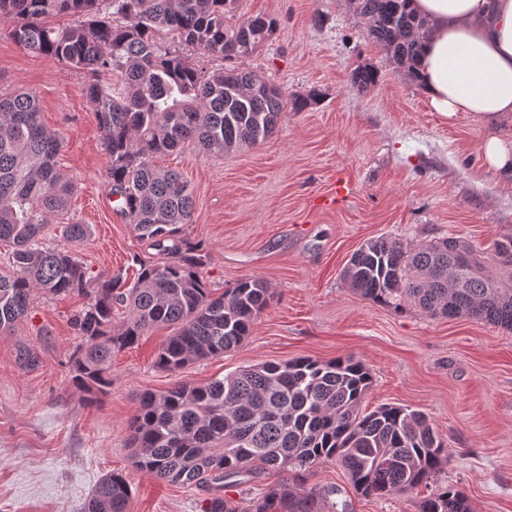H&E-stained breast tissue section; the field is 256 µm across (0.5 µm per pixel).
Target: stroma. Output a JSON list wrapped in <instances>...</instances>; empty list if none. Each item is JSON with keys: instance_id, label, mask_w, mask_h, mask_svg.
Segmentation results:
<instances>
[{"instance_id": "35a3bbf8", "label": "stroma", "mask_w": 512, "mask_h": 512, "mask_svg": "<svg viewBox=\"0 0 512 512\" xmlns=\"http://www.w3.org/2000/svg\"><path fill=\"white\" fill-rule=\"evenodd\" d=\"M234 14L277 22L246 66L288 93L319 92V101L283 113L276 133L256 147L210 157L190 144L154 163L180 171L193 189L184 232L209 252L199 271L205 285L220 293L257 277L275 297L239 348L176 371L154 364L165 330L141 337L113 354L112 384L92 402L70 379L78 344L70 319L87 297L36 295L15 331H0V512H84L112 472L130 485V512H202L211 497L234 504L258 496L280 474L206 489L135 468L128 423L144 391L307 357L361 361L372 378L364 409L422 411L440 435L450 459L432 485L461 490L471 512H512V331L380 305L341 278L351 255L375 238L417 246L449 235L484 249L512 235V183L482 166L488 127L432 112L418 85L367 37L350 0H237ZM365 62L379 81L360 92L351 72ZM87 82L0 34V93L36 94L42 122L62 142L61 169L76 185L67 215L48 227V243L79 254L95 275L130 283L141 262L158 255L110 193ZM66 223L90 225L92 234L73 242L62 231ZM23 349L36 366L20 361ZM303 485L317 493L322 512L333 504L339 512H420L427 494L421 486L364 496L333 462L306 473Z\"/></svg>"}]
</instances>
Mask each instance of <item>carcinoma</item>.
Masks as SVG:
<instances>
[{
	"label": "carcinoma",
	"mask_w": 512,
	"mask_h": 512,
	"mask_svg": "<svg viewBox=\"0 0 512 512\" xmlns=\"http://www.w3.org/2000/svg\"><path fill=\"white\" fill-rule=\"evenodd\" d=\"M236 0H0V21L24 50L89 76L87 95L110 158L112 194L138 237L159 261L141 265L128 288L120 277H93L78 256L46 244L50 221L67 213L74 183L58 165L61 142L39 120L30 92L0 95V241L11 244L9 274L0 273V328L14 329L34 293L93 294L70 324L79 338L70 370L73 385L96 396L111 385L112 353L159 326L171 332L157 368L173 371L238 348L273 294L259 278H244L217 295L198 269L209 259L182 234L191 223L193 189L152 158L188 142L208 156L261 144L281 114L300 112L319 93L288 94L258 69L237 66L269 42L276 21L227 22ZM367 37L389 60L414 75L426 22L408 0H351ZM74 17L55 25L57 17ZM221 60L208 70L185 50ZM379 73L369 63L351 75L366 91ZM343 281L361 297L399 308L407 303L431 317L467 316L512 330V236L485 251L448 236L418 247L389 238L367 241L350 257ZM128 310L112 328L114 305ZM365 365L352 359L301 358L237 370L204 385L176 384L139 395L129 422L134 467L172 484L230 486L260 470L296 476L334 461L354 489L386 498L429 485L448 449L425 413L383 404L363 413L370 388ZM131 489L112 473L96 486L84 512H128ZM204 512H319L315 494L284 478L235 510L221 498ZM420 512H470L463 492L431 491Z\"/></svg>",
	"instance_id": "carcinoma-1"
}]
</instances>
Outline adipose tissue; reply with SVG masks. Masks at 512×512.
Returning a JSON list of instances; mask_svg holds the SVG:
<instances>
[{"label": "adipose tissue", "instance_id": "ef3b65f1", "mask_svg": "<svg viewBox=\"0 0 512 512\" xmlns=\"http://www.w3.org/2000/svg\"><path fill=\"white\" fill-rule=\"evenodd\" d=\"M429 32L418 85L448 120L512 121V0H411Z\"/></svg>", "mask_w": 512, "mask_h": 512}]
</instances>
